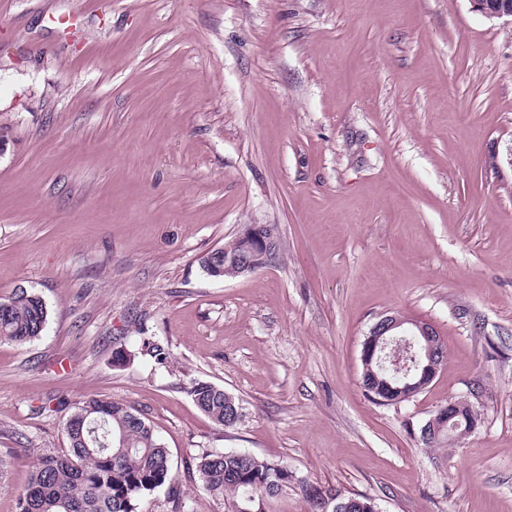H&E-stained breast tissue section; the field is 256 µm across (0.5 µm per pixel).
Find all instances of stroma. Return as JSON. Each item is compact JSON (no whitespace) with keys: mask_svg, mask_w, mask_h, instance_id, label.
Here are the masks:
<instances>
[{"mask_svg":"<svg viewBox=\"0 0 512 512\" xmlns=\"http://www.w3.org/2000/svg\"><path fill=\"white\" fill-rule=\"evenodd\" d=\"M279 256L200 266L242 225ZM35 291L41 336L0 340V512L64 453L89 398L145 416L181 491L141 512H231L188 469L240 451L379 512H512V20L469 0H0V298ZM432 322V383L361 386L377 318ZM169 356L156 364L145 340ZM208 381L244 412L213 423ZM471 399L446 448L421 425ZM205 382H195L190 388V396L197 408L215 424L224 427V421L229 415L230 399L224 393L215 392Z\"/></svg>","mask_w":512,"mask_h":512,"instance_id":"35a3bbf8","label":"stroma"}]
</instances>
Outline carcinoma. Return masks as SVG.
<instances>
[{"label":"carcinoma","mask_w":512,"mask_h":512,"mask_svg":"<svg viewBox=\"0 0 512 512\" xmlns=\"http://www.w3.org/2000/svg\"><path fill=\"white\" fill-rule=\"evenodd\" d=\"M48 317L40 296L21 288L0 299V339L29 343ZM190 396L219 426L231 403H239L201 381L193 383ZM65 435L66 453L39 456L17 496V512H138L139 501L164 486L179 502L167 448L150 422L126 406L91 398L67 420ZM196 473L203 490L223 498L233 512L255 495H274L289 479L286 467L235 451L202 455Z\"/></svg>","instance_id":"obj_1"}]
</instances>
